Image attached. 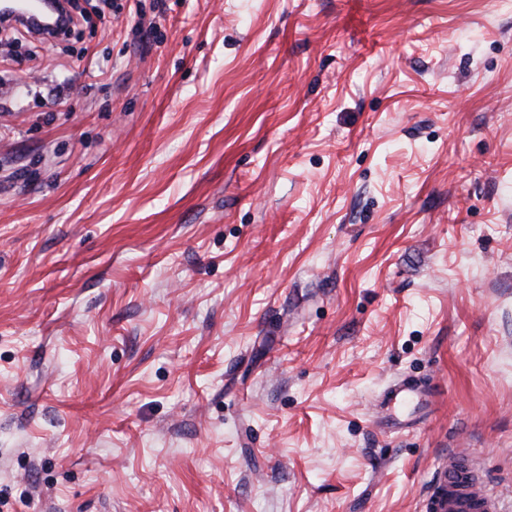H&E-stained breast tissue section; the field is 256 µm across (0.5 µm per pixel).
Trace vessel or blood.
<instances>
[{
  "label": "vessel or blood",
  "instance_id": "b4317fda",
  "mask_svg": "<svg viewBox=\"0 0 512 512\" xmlns=\"http://www.w3.org/2000/svg\"><path fill=\"white\" fill-rule=\"evenodd\" d=\"M41 0H28L26 9L0 5V23L25 31L33 38L49 40L61 34L65 26L45 24ZM434 387L427 382L400 375L386 385L372 418L398 435L415 428L414 416L432 396ZM423 512H502L501 500L491 490L475 459L467 450L449 453L437 467L423 494Z\"/></svg>",
  "mask_w": 512,
  "mask_h": 512
}]
</instances>
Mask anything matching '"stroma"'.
Returning <instances> with one entry per match:
<instances>
[{
    "label": "stroma",
    "mask_w": 512,
    "mask_h": 512,
    "mask_svg": "<svg viewBox=\"0 0 512 512\" xmlns=\"http://www.w3.org/2000/svg\"><path fill=\"white\" fill-rule=\"evenodd\" d=\"M455 448L512 512V0L0 49V512H421ZM433 390L434 386L426 381L406 375L393 378L380 395L372 423L384 424L388 433L394 435L415 429L417 419L411 417L426 406Z\"/></svg>",
    "instance_id": "stroma-1"
}]
</instances>
